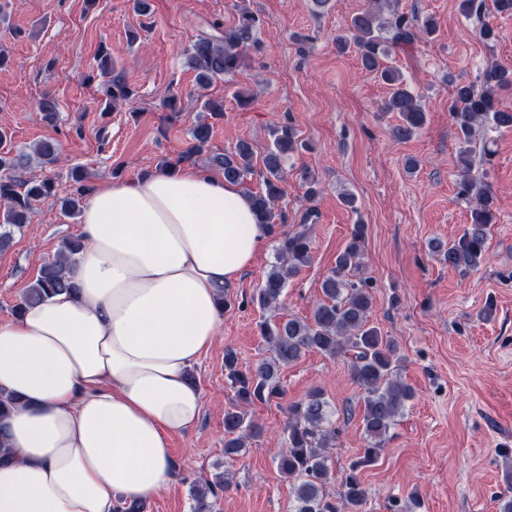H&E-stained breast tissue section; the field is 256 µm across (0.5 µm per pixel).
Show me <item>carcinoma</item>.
Instances as JSON below:
<instances>
[{"label": "carcinoma", "instance_id": "1", "mask_svg": "<svg viewBox=\"0 0 512 512\" xmlns=\"http://www.w3.org/2000/svg\"><path fill=\"white\" fill-rule=\"evenodd\" d=\"M458 6L462 15L479 21L490 8L499 14L512 15V0H492L490 4L487 0H458ZM260 25L261 18L256 13L243 9L233 26L225 28L215 21L210 24V31L199 34L185 49V61L195 73L196 85L206 90L217 80L235 76L244 67V52L252 47L259 48ZM435 29L430 16L410 17L396 8L394 0H371V7L353 14L343 33L336 35L337 51L355 47L361 67L389 87V94L380 108L384 112L398 113L399 123L391 129L397 141H406L419 131L426 123V112L403 74L384 65V61L395 51L404 52L421 38L431 36ZM96 58L98 70L108 77L102 86L112 105L133 102L137 90L128 83L123 72L112 65L105 46L99 47ZM448 87L449 111L459 142L457 195L470 206V222L457 239L448 244L439 242L435 249L448 267L467 272L478 268L485 260L490 227L497 223L494 197L483 179L474 174L476 161L471 142L478 126L490 124L497 129L512 130V108L503 105L498 98L499 90L512 87V68L492 65L482 72L477 83L460 81L450 74ZM37 106L45 119L53 121L57 117L58 103L52 95H43ZM202 108L213 120L224 118L222 99L206 96ZM211 136V123L196 124L191 130L192 146L179 161L194 162L197 157L206 156L208 164L221 171L224 181L239 186L251 200L258 223L267 226L270 236H277L278 225L287 223L286 216L277 210L286 192L285 163L303 148L296 129L284 124L272 131V145L262 159V187L256 191L246 186V179L254 172L252 145L242 140L231 151L212 154L209 152ZM58 157L59 147L54 140L37 142L29 154L14 148L11 134L0 130V251L8 249L15 234L29 224L34 202L58 193L53 178H29L25 176L26 169L33 161L50 167ZM297 178L305 188L306 197L312 199L320 193L319 182L309 169H300ZM70 179L75 190L63 198L61 207L70 215H78L88 191L87 176L83 168L76 166L70 170ZM365 233V224L357 221L349 242L337 253L334 267L322 280V299L312 317L302 319L290 315L266 318L258 323L259 334L273 357L243 369L234 350L224 352L225 375L235 392V402L224 410V462L245 455L248 440L262 434L261 425L244 407L257 401L268 402L280 395L281 368L313 350L349 359L351 376L363 390L362 421L367 444L352 469L378 460L390 429L406 402L413 399L414 392L396 377V345L369 321L373 307L372 285L358 276ZM84 247L80 236L64 239L54 259L41 266L35 280L20 297L14 307L15 314L52 295L74 289L65 270L71 258ZM310 262L309 227L300 224L278 240L275 262L252 301L263 309L277 304L288 280ZM331 415L330 404L318 390L288 406L287 447L278 455L277 466L280 473L293 482L294 512H362L368 498L366 487L354 473L342 481L339 499L329 496L328 486L334 474L328 450L336 443V427ZM231 478V471L226 469L202 483L193 484L190 489L194 501L192 512H214L216 498L229 486Z\"/></svg>", "mask_w": 512, "mask_h": 512}]
</instances>
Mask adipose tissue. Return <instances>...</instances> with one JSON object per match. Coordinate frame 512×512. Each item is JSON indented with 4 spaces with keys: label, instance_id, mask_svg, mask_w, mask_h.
Masks as SVG:
<instances>
[{
    "label": "adipose tissue",
    "instance_id": "obj_1",
    "mask_svg": "<svg viewBox=\"0 0 512 512\" xmlns=\"http://www.w3.org/2000/svg\"><path fill=\"white\" fill-rule=\"evenodd\" d=\"M62 293L0 322V512H113L174 480L169 438L202 414L189 373L220 291L268 239L241 189L188 164L94 189Z\"/></svg>",
    "mask_w": 512,
    "mask_h": 512
}]
</instances>
